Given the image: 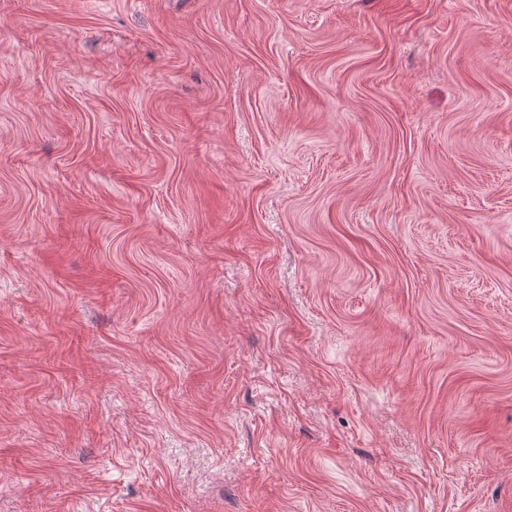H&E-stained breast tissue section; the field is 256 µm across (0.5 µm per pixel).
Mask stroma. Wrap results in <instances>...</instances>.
Here are the masks:
<instances>
[{
    "instance_id": "1",
    "label": "stroma",
    "mask_w": 512,
    "mask_h": 512,
    "mask_svg": "<svg viewBox=\"0 0 512 512\" xmlns=\"http://www.w3.org/2000/svg\"><path fill=\"white\" fill-rule=\"evenodd\" d=\"M0 512H512V0H0Z\"/></svg>"
}]
</instances>
